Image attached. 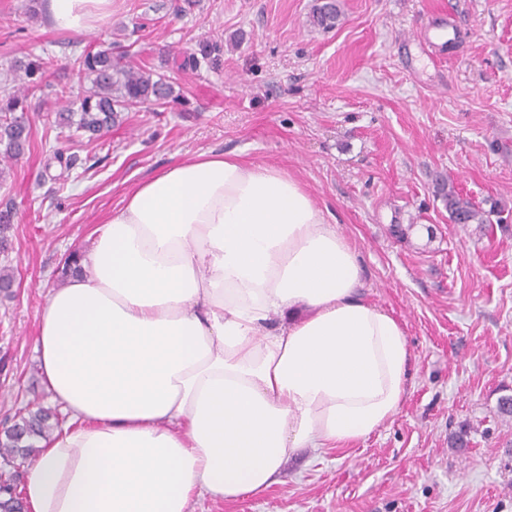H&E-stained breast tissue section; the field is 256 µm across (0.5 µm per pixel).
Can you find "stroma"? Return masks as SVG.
<instances>
[{
	"label": "stroma",
	"instance_id": "1",
	"mask_svg": "<svg viewBox=\"0 0 512 512\" xmlns=\"http://www.w3.org/2000/svg\"><path fill=\"white\" fill-rule=\"evenodd\" d=\"M112 0L88 33L54 27L44 0H0V69L52 58L28 96L29 149L0 160V210L15 207L0 268V432L54 407L35 338L65 257L126 195L189 155L237 153L285 168L365 265L366 300L402 326L411 386L394 420L346 448H303L278 484L195 512H512V0ZM455 6L443 60L409 68L405 37ZM221 46L212 67L201 47ZM165 75L147 102L99 138L57 132L54 88L89 82L72 62L100 45ZM76 156L64 168L59 156ZM451 180L475 205L498 202L491 234L451 223L435 193ZM466 429L469 443L451 447ZM340 12L335 0H325L319 5L311 18V23L319 28L331 29L336 26Z\"/></svg>",
	"mask_w": 512,
	"mask_h": 512
}]
</instances>
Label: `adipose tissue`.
I'll use <instances>...</instances> for the list:
<instances>
[{
    "mask_svg": "<svg viewBox=\"0 0 512 512\" xmlns=\"http://www.w3.org/2000/svg\"><path fill=\"white\" fill-rule=\"evenodd\" d=\"M93 30L112 0H45ZM48 291L36 352L69 422L41 441L24 512H194L278 483L399 413L412 353L362 295L363 259L287 170L200 152L156 173Z\"/></svg>",
    "mask_w": 512,
    "mask_h": 512,
    "instance_id": "obj_1",
    "label": "adipose tissue"
}]
</instances>
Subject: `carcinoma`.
I'll return each instance as SVG.
<instances>
[{"mask_svg": "<svg viewBox=\"0 0 512 512\" xmlns=\"http://www.w3.org/2000/svg\"><path fill=\"white\" fill-rule=\"evenodd\" d=\"M340 12L336 0H323L311 18V23L319 28L331 29L336 26ZM122 57H115L112 51L88 50L75 60L79 70L90 78L91 88L76 95L72 90L61 88L55 92L58 100L64 102L61 110L55 113V123L61 129L83 131L92 137L100 135L119 123L122 113L151 100L167 97L164 75L151 70L124 65ZM16 77L5 78L4 99L0 104V144L5 145L4 157L14 159L24 153L32 138V128L22 114H17L22 97L12 91L10 83ZM438 193L448 204V217L451 222L463 220L476 224L483 233L492 231L486 226L488 219L482 208L462 197L450 181H441ZM58 428L57 417L49 409L38 408L20 416L19 422L5 432L0 442V457L6 462L20 465L39 454L40 449L34 440L48 437ZM0 512H20L17 492L8 482L0 484Z\"/></svg>", "mask_w": 512, "mask_h": 512, "instance_id": "1", "label": "carcinoma"}]
</instances>
